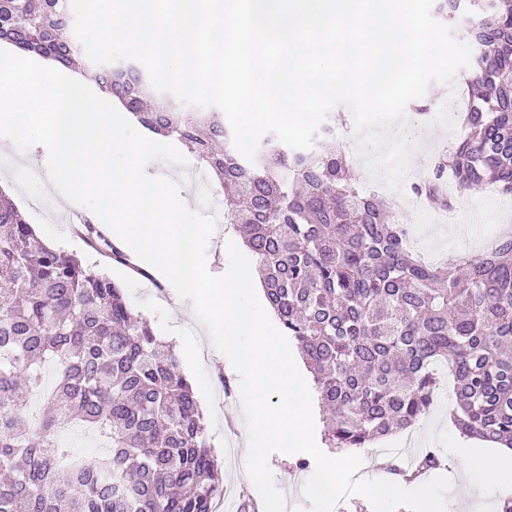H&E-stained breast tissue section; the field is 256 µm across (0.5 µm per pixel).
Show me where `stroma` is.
<instances>
[{
	"mask_svg": "<svg viewBox=\"0 0 512 512\" xmlns=\"http://www.w3.org/2000/svg\"><path fill=\"white\" fill-rule=\"evenodd\" d=\"M451 117L456 126L449 130L431 124L428 114L406 107V132L426 143L423 154L411 161V173L427 177L432 162L447 149L449 142L464 136L460 113L452 112ZM46 162L47 151L41 146L32 147L23 155L13 150H0V186L42 241L76 255L84 265L105 272L119 282L125 289L131 310L150 323L158 340H166L171 332H179L183 341L177 354L179 368L204 412L209 442L224 476V494L234 502H247L249 512H262V500L246 470L249 443L240 397L236 393L228 399L219 396L222 386L238 388V374L226 372L224 364L218 361V351L197 317L175 311L165 281L155 276H133L126 267L96 252L86 242L83 225L64 223L58 214L51 212L49 201L59 197L52 185L33 186L22 180L24 169L32 167L42 172ZM502 207L501 196L485 189L459 199L453 223L436 224L432 212L414 209L400 211L398 218L407 224L417 243V253L429 261L444 262L462 252H483L492 245L505 219ZM438 377L439 389L429 413L422 416L410 432L391 434L373 447L361 449L360 477L373 478L389 473L395 465L411 466L419 449L433 448L445 461L440 474L459 480L453 462L463 437L450 421L454 405L452 377L443 369L439 370ZM297 462V457L287 458L280 453L272 454L268 460L275 483L291 510L303 504V486L315 470L314 463H307L301 469Z\"/></svg>",
	"mask_w": 512,
	"mask_h": 512,
	"instance_id": "obj_1",
	"label": "stroma"
}]
</instances>
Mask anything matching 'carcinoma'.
<instances>
[{
    "instance_id": "obj_1",
    "label": "carcinoma",
    "mask_w": 512,
    "mask_h": 512,
    "mask_svg": "<svg viewBox=\"0 0 512 512\" xmlns=\"http://www.w3.org/2000/svg\"><path fill=\"white\" fill-rule=\"evenodd\" d=\"M433 10L446 23L479 16L468 37L485 85L468 99L467 135L411 187L450 210L455 196L488 186L512 194V0H434ZM71 20L69 0H0V42L72 70L81 49ZM98 81L218 176L227 223L331 411L329 447L365 448L411 427L433 404V365L443 362L461 432L512 448V235L433 266L412 252L390 205L361 192L342 144L303 152L270 135L250 162L223 113L186 116L137 67L100 69ZM449 173L453 194L443 190ZM74 426L108 439V452L75 453L61 439ZM440 463L427 450L393 471L411 481ZM223 488L172 348L120 284L41 244L0 192V512H211Z\"/></svg>"
}]
</instances>
